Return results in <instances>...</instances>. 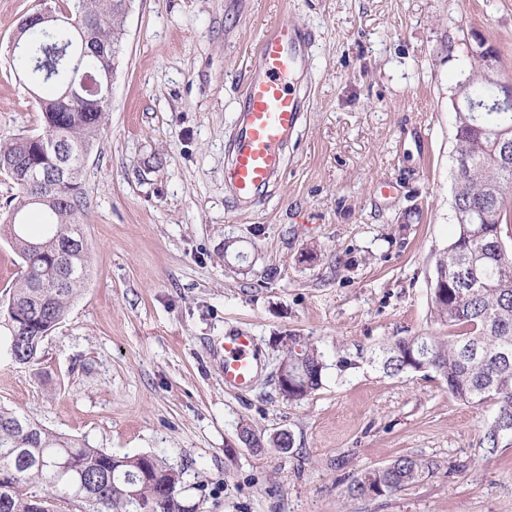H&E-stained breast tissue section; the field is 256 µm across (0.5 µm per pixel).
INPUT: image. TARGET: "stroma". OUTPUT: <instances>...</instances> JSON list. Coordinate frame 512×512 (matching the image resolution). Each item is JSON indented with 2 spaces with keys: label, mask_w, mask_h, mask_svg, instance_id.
<instances>
[{
  "label": "stroma",
  "mask_w": 512,
  "mask_h": 512,
  "mask_svg": "<svg viewBox=\"0 0 512 512\" xmlns=\"http://www.w3.org/2000/svg\"><path fill=\"white\" fill-rule=\"evenodd\" d=\"M39 4L0 0L2 141L43 130L8 57ZM279 24L315 34L299 76L309 111L280 180L241 207L225 145L257 41ZM477 35L512 76V0H131L84 165L89 277L34 363L0 356V405L116 456L166 459L198 512H512V433L486 442L497 405L375 361L397 339L452 333L430 288L456 232L451 91ZM233 330L262 360L245 390L224 384ZM289 335L327 364L300 401L277 387ZM244 424L263 447H240ZM402 455L433 475L348 495Z\"/></svg>",
  "instance_id": "obj_1"
}]
</instances>
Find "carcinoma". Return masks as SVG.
I'll list each match as a JSON object with an SVG mask.
<instances>
[{
    "label": "carcinoma",
    "instance_id": "cac0c4a2",
    "mask_svg": "<svg viewBox=\"0 0 512 512\" xmlns=\"http://www.w3.org/2000/svg\"><path fill=\"white\" fill-rule=\"evenodd\" d=\"M59 22L29 26L19 32L10 52L18 78L38 98L43 135L63 136L76 146L95 147L102 137L112 98L95 97V111L79 101H60L62 84L74 70L97 72L115 65L122 49L126 0H48ZM498 51L491 46L470 57L467 75L473 112L455 113L456 152L468 158L457 187L454 241L436 259L431 305L434 319L456 330L446 340L410 336L383 350L380 364L390 375L432 372L448 393L468 405L492 402L497 417L486 439L497 447L512 432V250L504 228L512 225V160L497 159L499 132L512 131V109L497 106L498 90L486 77ZM25 139L0 142V173L11 175L12 161ZM18 193L0 215V236L22 260L21 277L5 305L7 318L24 314L27 331L0 339V351L18 364L35 361L38 348L28 336H40L67 316L88 278L89 257L72 258L81 273L61 279L60 242L83 236L89 209L83 189L53 190L48 207L31 202L32 190ZM280 365L288 370V399L302 400L322 385L323 354L303 336L283 342ZM433 465L399 456L383 467L357 475L351 496L392 495L431 476ZM44 486L41 494L31 492ZM184 472L154 455L114 456L67 437L0 406V512H50L52 501L82 503L84 512H188Z\"/></svg>",
    "mask_w": 512,
    "mask_h": 512
}]
</instances>
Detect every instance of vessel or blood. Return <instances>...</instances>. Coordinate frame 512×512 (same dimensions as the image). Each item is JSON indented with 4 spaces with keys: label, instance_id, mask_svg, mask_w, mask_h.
Wrapping results in <instances>:
<instances>
[{
    "label": "vessel or blood",
    "instance_id": "1",
    "mask_svg": "<svg viewBox=\"0 0 512 512\" xmlns=\"http://www.w3.org/2000/svg\"><path fill=\"white\" fill-rule=\"evenodd\" d=\"M313 44L308 30L282 25L258 40L227 146L224 180L239 202H253L282 175L288 139L303 124L309 106L308 92L292 79L306 67ZM223 349L225 385L249 387L261 367L254 337L229 333Z\"/></svg>",
    "mask_w": 512,
    "mask_h": 512
}]
</instances>
